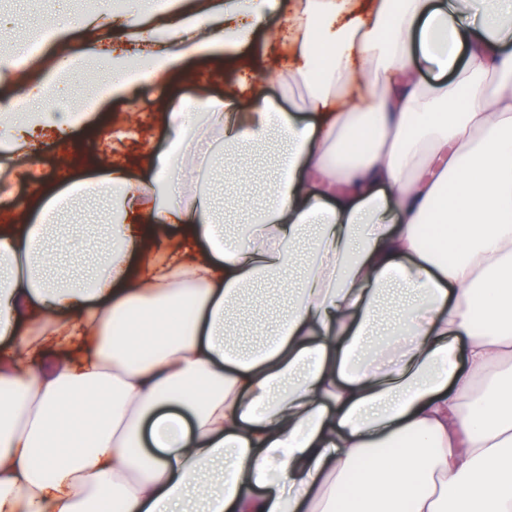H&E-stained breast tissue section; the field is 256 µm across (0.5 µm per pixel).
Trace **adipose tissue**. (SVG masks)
<instances>
[{"label":"adipose tissue","instance_id":"ef3b65f1","mask_svg":"<svg viewBox=\"0 0 512 512\" xmlns=\"http://www.w3.org/2000/svg\"><path fill=\"white\" fill-rule=\"evenodd\" d=\"M51 29L0 172L86 124L61 83L227 66L131 162L0 217V512H512V27L473 0H168ZM436 75L424 81L423 67ZM289 93L287 105L266 82ZM276 145L234 225L211 172ZM466 357L457 360L456 345Z\"/></svg>","mask_w":512,"mask_h":512}]
</instances>
